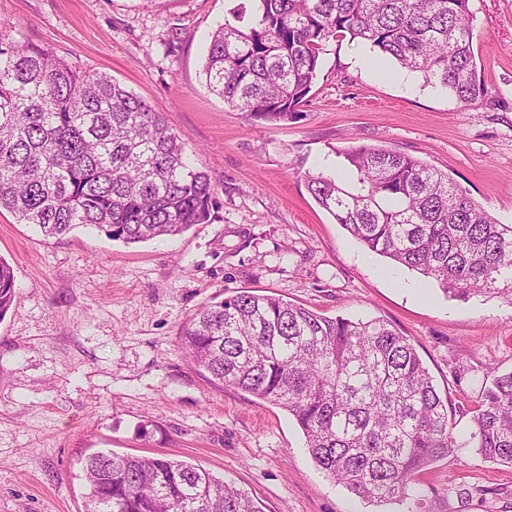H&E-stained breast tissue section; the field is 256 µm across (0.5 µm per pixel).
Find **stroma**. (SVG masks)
<instances>
[{
  "instance_id": "1",
  "label": "stroma",
  "mask_w": 512,
  "mask_h": 512,
  "mask_svg": "<svg viewBox=\"0 0 512 512\" xmlns=\"http://www.w3.org/2000/svg\"><path fill=\"white\" fill-rule=\"evenodd\" d=\"M232 0H0V34L112 76L187 138L214 188L207 223L127 245L93 229L61 238L0 211L15 298L0 320V512H84L94 451L163 454L208 470L261 512H512V467L468 446L487 368L512 371V304L449 297L369 251L309 194L343 150L413 155L512 224V0H470L485 97L469 106L339 37L319 58L299 119L268 124L206 87L212 32ZM240 291L329 317L383 320L414 344L457 446L419 500L372 505L312 460L287 410L210 383L183 355L185 322Z\"/></svg>"
}]
</instances>
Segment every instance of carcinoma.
Segmentation results:
<instances>
[{
  "mask_svg": "<svg viewBox=\"0 0 512 512\" xmlns=\"http://www.w3.org/2000/svg\"><path fill=\"white\" fill-rule=\"evenodd\" d=\"M211 36L206 85L229 107L277 124L300 117L323 46L350 36L469 106L484 96L469 0H254ZM185 136L105 73L79 70L0 33V209L47 237L93 227L126 244L208 222L214 189ZM354 177L306 173L316 203L367 247L455 297L512 304V225L448 175L409 154L359 144ZM0 258V320L14 298ZM180 345L215 384L287 410L318 467L356 497L402 502L455 447L441 395L411 341L381 321L326 317L239 292L201 306ZM470 443L512 466V372L491 374ZM85 512H261L247 493L162 454L80 459Z\"/></svg>",
  "mask_w": 512,
  "mask_h": 512,
  "instance_id": "1",
  "label": "carcinoma"
}]
</instances>
